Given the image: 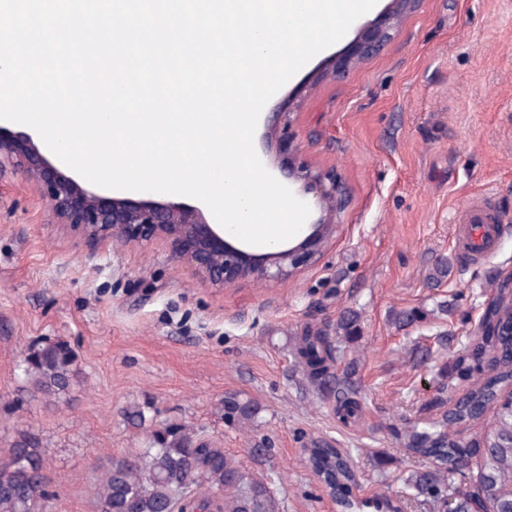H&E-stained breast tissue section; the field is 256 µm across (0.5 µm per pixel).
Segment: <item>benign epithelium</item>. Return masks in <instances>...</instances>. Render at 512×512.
Masks as SVG:
<instances>
[{
  "label": "benign epithelium",
  "instance_id": "1",
  "mask_svg": "<svg viewBox=\"0 0 512 512\" xmlns=\"http://www.w3.org/2000/svg\"><path fill=\"white\" fill-rule=\"evenodd\" d=\"M420 2L389 0L372 22L360 28L346 49L331 59L324 75L344 77L380 54L396 36L402 20ZM292 124V112L277 115L280 136L276 152H297L291 136ZM8 169H20L31 176L39 194L49 201V215L55 223L82 234L89 241L113 238L145 247L163 240L200 280L216 288L241 280L275 284L316 263L349 203L344 183L336 171L315 170L303 163L288 165V179L301 183V192L315 196L325 205L326 212L297 245L256 254L232 243V234L217 231L195 207L92 192L52 164L32 138H17L0 130V173ZM474 335L478 339L467 349L469 353L482 349L483 337L495 335V323L488 321L476 326Z\"/></svg>",
  "mask_w": 512,
  "mask_h": 512
}]
</instances>
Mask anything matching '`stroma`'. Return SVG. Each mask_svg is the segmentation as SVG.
Here are the masks:
<instances>
[{
    "label": "stroma",
    "instance_id": "stroma-1",
    "mask_svg": "<svg viewBox=\"0 0 512 512\" xmlns=\"http://www.w3.org/2000/svg\"><path fill=\"white\" fill-rule=\"evenodd\" d=\"M341 49L291 78L254 134L263 165L284 180L288 157L271 161L267 133L276 113L292 111L301 160L336 170L350 198L321 259L284 282L215 288L165 242L88 244L49 220L22 175L0 176V461L23 432L44 448L47 512H99V475L168 424L264 479L283 512H336L304 462L317 445L349 453L369 495L396 494L427 468L404 430L466 393L456 357L492 281L512 274V0H422L379 55L344 79L321 78ZM466 201L499 226L480 260L459 234ZM443 258L448 275L433 278ZM413 309L425 319L399 326ZM347 310L361 332L338 347L359 361L363 407L349 423L292 352L301 329ZM48 342L66 343L77 371L50 401L32 396L22 367ZM231 395L256 406L249 428L225 422ZM135 410L144 424L131 421ZM257 447L266 456L254 457Z\"/></svg>",
    "mask_w": 512,
    "mask_h": 512
}]
</instances>
